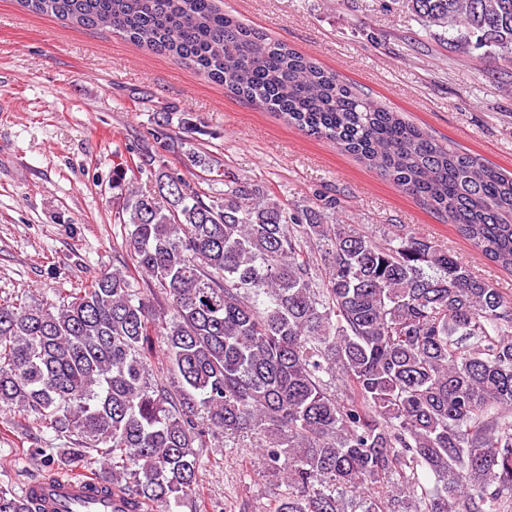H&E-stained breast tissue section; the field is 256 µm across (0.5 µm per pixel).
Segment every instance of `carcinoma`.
I'll return each instance as SVG.
<instances>
[{"mask_svg":"<svg viewBox=\"0 0 512 512\" xmlns=\"http://www.w3.org/2000/svg\"><path fill=\"white\" fill-rule=\"evenodd\" d=\"M19 2L171 57L335 143L512 270V176L214 0ZM407 6L448 43L512 60V0ZM152 138L224 181L203 194L147 152L146 186L124 193L125 249L167 302L161 330L126 270L58 303L0 304V410L68 440L49 461L73 470L98 453L95 493L173 512L195 492L206 438L250 434L288 487L274 512H512V301L424 238L328 224L334 199L290 208L167 128ZM0 512L36 510L0 487Z\"/></svg>","mask_w":512,"mask_h":512,"instance_id":"cac0c4a2","label":"carcinoma"}]
</instances>
